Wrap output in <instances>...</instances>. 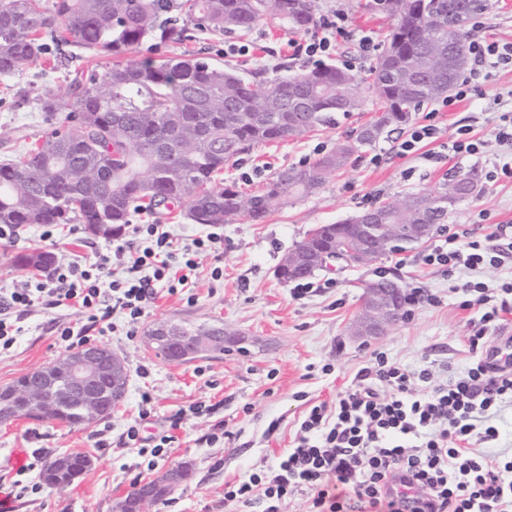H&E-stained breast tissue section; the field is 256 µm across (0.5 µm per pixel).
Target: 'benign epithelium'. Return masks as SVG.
Returning a JSON list of instances; mask_svg holds the SVG:
<instances>
[{
  "label": "benign epithelium",
  "instance_id": "1",
  "mask_svg": "<svg viewBox=\"0 0 512 512\" xmlns=\"http://www.w3.org/2000/svg\"><path fill=\"white\" fill-rule=\"evenodd\" d=\"M355 248L338 250L333 254L318 256L308 248L297 249L286 255L288 265L300 272V277L309 275L313 267H328L333 262L343 261L349 265L362 257L384 252L388 249L390 238L402 234L412 241L423 242L433 236L432 224H376L372 216L364 215L354 225ZM404 289L394 279L376 280L368 283L361 304L364 319L358 333L371 336L387 326L396 324L401 318ZM231 338L218 336L210 330L195 333H183L167 322L159 323L146 336V344L151 348H166L172 360L185 362L202 352L224 348ZM63 367L69 376L67 390L54 394L43 387V382ZM32 380L24 390L16 395L26 401L28 406L44 414L71 402L86 413L96 411L99 406L117 407L125 396V384L128 371L124 359L110 348L90 345L77 351L62 355L58 362L29 373ZM112 379V388L103 389V383ZM139 512H148V506L154 503L151 483L143 481L135 489Z\"/></svg>",
  "mask_w": 512,
  "mask_h": 512
}]
</instances>
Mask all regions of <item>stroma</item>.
<instances>
[{
  "mask_svg": "<svg viewBox=\"0 0 512 512\" xmlns=\"http://www.w3.org/2000/svg\"><path fill=\"white\" fill-rule=\"evenodd\" d=\"M338 10L346 17V33L325 61L365 74L372 60L359 54L358 38L368 32L381 45L390 29L389 18L375 0H318V23L307 32L288 33L275 22L245 35L198 31L187 46H166L162 52L174 56L189 49L212 64L244 70L251 79L271 77L279 67L302 72L309 64L295 55V45L320 34V20ZM64 52L69 59L66 67L53 70L40 62L0 83V126L11 132L0 140V161L33 147L52 123L63 122L71 82L90 62L75 47H65ZM49 90L59 99L52 117L41 110ZM506 112L512 113V67L493 73L484 85L483 99L450 107L437 102L418 112L414 124L434 125L438 134L416 153L399 156L392 149L393 139L381 140L356 154L348 169L330 175L318 194L292 201L265 223L239 219L194 224L180 206L164 215L132 214L131 223L164 225L183 243L211 232L223 234L224 247L200 258L185 288L174 293L160 290L132 337L94 336V343L112 348L128 362V391L119 408L87 426L26 418L0 426V497L8 498L10 512H114L116 502L139 481L161 476L181 463L191 465V479L152 512H247L225 503V484L248 480L293 446L308 407L334 404L372 351L410 368L428 366L439 381L448 372H463L472 360L468 338L478 327L479 315L465 306L466 296L455 286L472 280L499 287L512 280V261L469 275H451L445 267L426 265L423 257L451 230L463 227L481 239L496 225H512V178H485L486 159L503 152L493 130ZM370 118V113L353 112L309 136L256 146L226 164L216 183L245 193L261 191L277 172L314 162ZM461 127L485 140L484 156L449 152L448 144ZM472 168L482 177L480 193L458 204L430 243L386 255L369 266L334 263L312 275L316 292L299 300L293 297L291 284L276 278L282 257L316 225L343 221L389 195L431 192L450 174ZM41 233V226H25L11 242H0V289L26 280V273L12 260L29 249L50 250L62 254L65 262L79 264L94 262L101 251L111 254L114 275L124 270L115 242L89 236L82 225L57 226L50 242ZM216 268L223 272L218 280L211 275ZM382 276L398 279L408 290L423 288L432 300L405 305L402 320L383 335L357 336L354 325L364 286ZM69 320L60 309L32 312L14 346L0 353V387L59 357L56 329ZM161 320L188 328L223 326L244 336V347L175 363L143 344L147 331ZM146 392L152 397L151 413L143 419L139 412ZM199 403L215 406V413H195L193 407ZM176 416L181 419L177 425L172 422ZM219 420L225 434L215 439L211 433ZM133 424L144 440L170 433L175 441L165 456L148 459L125 443L126 430ZM59 453H86L94 464L69 487L40 486V472L30 469V462Z\"/></svg>",
  "mask_w": 512,
  "mask_h": 512,
  "instance_id": "1",
  "label": "stroma"
}]
</instances>
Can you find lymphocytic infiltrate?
Here are the masks:
<instances>
[{"label": "lymphocytic infiltrate", "mask_w": 512, "mask_h": 512, "mask_svg": "<svg viewBox=\"0 0 512 512\" xmlns=\"http://www.w3.org/2000/svg\"><path fill=\"white\" fill-rule=\"evenodd\" d=\"M469 50L472 65L445 105L482 98L492 70L512 66L511 40L475 38ZM131 235L116 248L126 258L123 279L104 281L110 257L102 254L94 263L58 264L0 291V352L13 346L22 321L37 307L64 308L81 318V325L57 329L68 350L87 343L89 329L116 332L111 317L118 310L127 331H134L158 286L176 291L200 255L224 242L212 232L177 248L158 224L133 225ZM140 237L149 246L136 247ZM509 257L512 235L499 226L485 242L465 231L452 233L423 261L476 271ZM460 289L482 311V328L470 336L469 350L485 351L486 329H500L512 314V281L491 289L468 281ZM506 404H512L511 369L494 372L480 360L437 382L429 367L409 369L373 353L335 405L309 408L292 448L248 480L225 485L224 499L261 505L262 512H283L298 492L309 496L312 512H512V459L480 450L498 440L490 419Z\"/></svg>", "instance_id": "f902f5d3"}]
</instances>
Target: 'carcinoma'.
<instances>
[{
	"label": "carcinoma",
	"mask_w": 512,
	"mask_h": 512,
	"mask_svg": "<svg viewBox=\"0 0 512 512\" xmlns=\"http://www.w3.org/2000/svg\"><path fill=\"white\" fill-rule=\"evenodd\" d=\"M392 25L364 78L324 64L306 73L276 74L265 87L190 54L125 59L135 48L181 44L190 28L213 35L247 33L269 19L305 31L317 0H0V79L47 58L52 45H71L109 66L72 80L73 101L63 123L35 147L0 164V224H94L120 235L130 214L183 202L195 224H224L238 216L262 224L288 202L317 192L333 172L364 148L404 129L413 113L447 96L448 52L468 65L467 28L488 3L468 0H380ZM374 119L305 167L282 170L266 189L244 194L214 187L224 164L250 147L285 141L336 124V114L365 107ZM474 196L472 173H456L437 190L395 194L366 209L382 224H442L453 204ZM354 218L321 224L295 244L334 251L353 234ZM55 254H18L20 270H42ZM98 419L70 407L59 422ZM92 466L82 453L57 455L41 473L66 488Z\"/></svg>",
	"instance_id": "obj_1"
}]
</instances>
